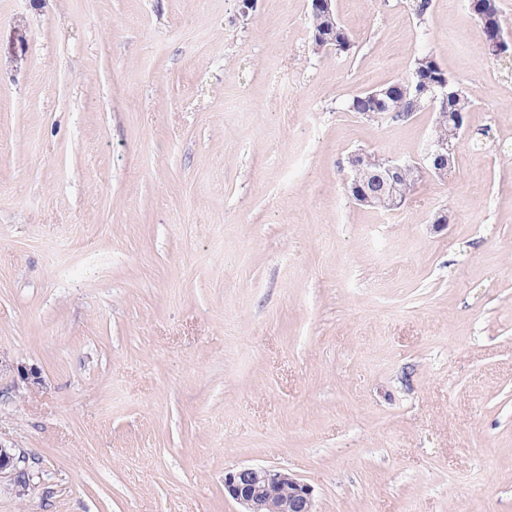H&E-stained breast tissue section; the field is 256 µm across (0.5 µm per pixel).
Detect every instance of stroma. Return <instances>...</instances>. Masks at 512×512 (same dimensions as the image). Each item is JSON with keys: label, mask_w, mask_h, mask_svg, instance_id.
<instances>
[{"label": "stroma", "mask_w": 512, "mask_h": 512, "mask_svg": "<svg viewBox=\"0 0 512 512\" xmlns=\"http://www.w3.org/2000/svg\"><path fill=\"white\" fill-rule=\"evenodd\" d=\"M309 9L0 0V512H241V466L512 512V58L468 0H335L347 54ZM425 54L471 102L452 168L357 205L350 154L422 162L436 115L346 103ZM312 1V0H311ZM309 15L310 43L312 51L316 54L326 49L348 52L351 49V43L348 33L338 23L333 10V5L329 9L312 7Z\"/></svg>", "instance_id": "35a3bbf8"}]
</instances>
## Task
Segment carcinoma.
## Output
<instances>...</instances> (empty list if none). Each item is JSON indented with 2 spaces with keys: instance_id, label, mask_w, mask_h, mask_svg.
<instances>
[{
  "instance_id": "carcinoma-1",
  "label": "carcinoma",
  "mask_w": 512,
  "mask_h": 512,
  "mask_svg": "<svg viewBox=\"0 0 512 512\" xmlns=\"http://www.w3.org/2000/svg\"><path fill=\"white\" fill-rule=\"evenodd\" d=\"M470 8L471 11L482 13L487 17V25L482 33L483 48L488 52L491 41L503 34L505 28L504 20L499 14L497 0H470ZM309 28L310 43L314 53L318 54L326 49L341 52L351 49L349 35L338 23L333 9L318 7L311 9ZM437 82L447 84L448 99L444 103H438L435 111L449 113L450 119L435 128L434 136L454 142L457 129L455 118L465 119L471 102L455 87L436 59L428 54L415 59L406 77L385 86L388 90L385 101L380 102L371 96V92L365 91L349 99L347 111L366 117L371 113L393 112L397 119L402 113L411 115L428 107L427 99L421 95V91Z\"/></svg>"
}]
</instances>
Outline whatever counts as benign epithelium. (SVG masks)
<instances>
[{
  "label": "benign epithelium",
  "instance_id": "1",
  "mask_svg": "<svg viewBox=\"0 0 512 512\" xmlns=\"http://www.w3.org/2000/svg\"><path fill=\"white\" fill-rule=\"evenodd\" d=\"M453 153L452 144L434 138L422 166L354 154L349 157L344 186L361 205L397 208L406 200V176L415 182L426 170L444 177L451 169ZM23 461L25 457L0 443V475L16 474ZM224 491L243 506V512H315L313 488L289 472L243 466L224 473Z\"/></svg>",
  "mask_w": 512,
  "mask_h": 512
}]
</instances>
